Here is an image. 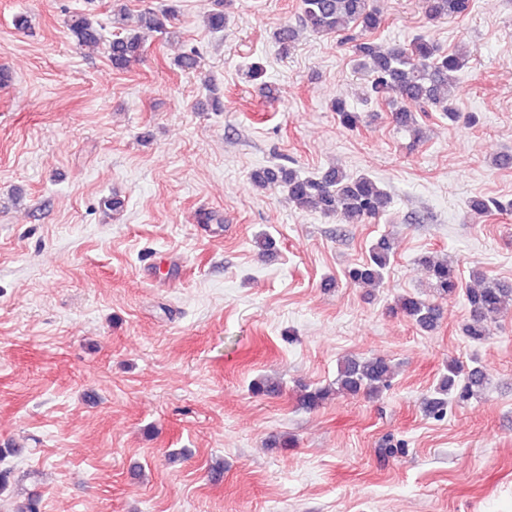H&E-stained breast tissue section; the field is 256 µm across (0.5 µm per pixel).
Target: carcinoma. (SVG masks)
Here are the masks:
<instances>
[{"label": "carcinoma", "mask_w": 512, "mask_h": 512, "mask_svg": "<svg viewBox=\"0 0 512 512\" xmlns=\"http://www.w3.org/2000/svg\"><path fill=\"white\" fill-rule=\"evenodd\" d=\"M475 7L474 0H421L424 15L431 21L448 17H464ZM303 27L322 35H340L343 43L350 45L356 67L366 73L368 83L365 100H383L390 106L392 122L408 128L415 138H420L416 111L426 112L437 108L457 122L461 113L453 105V92L457 73L468 63V57L456 52H446L426 35L417 36L408 46L383 49L367 38L382 24L379 10L373 0H302ZM175 9L156 11L145 9L139 15L140 28L154 33H164ZM67 27L77 44L91 51L105 49L118 70L128 68L139 60L145 39L139 34L117 36L103 44L102 24L89 13H75L67 20ZM247 76L258 85L260 94L276 98L275 89L264 80L265 70L260 63L248 67ZM340 122L354 128L361 116L348 109L346 102L335 99L331 104ZM251 183L263 189L281 187L289 199L311 211L325 216H335L345 224H363L387 211L390 194L376 181L364 174H354L340 168H329L316 176H304L285 166L267 167L251 174ZM512 210L498 202L481 196L470 198L467 204L472 215H485L492 208ZM392 255L388 239H379L371 248L369 260L348 271L350 281L356 286L376 287L383 283L384 274ZM419 263L425 268L433 286L444 294L458 288L455 270L446 260L423 256ZM470 307V320L464 326L465 335L480 340L488 334V323L497 319L503 309L512 303V285L478 277V286L466 292ZM398 309L424 330L436 326L439 313L429 301L415 295L398 299ZM392 368L382 357L346 359L340 364L336 387H317L305 391L303 405L316 408L326 401L331 391L357 394L361 391L374 394L391 385ZM486 374L472 369L467 377L459 379V367L448 365L436 389V397L427 401L429 412L436 413L448 405L446 396L457 393L461 401L468 400L484 389Z\"/></svg>", "instance_id": "obj_1"}]
</instances>
